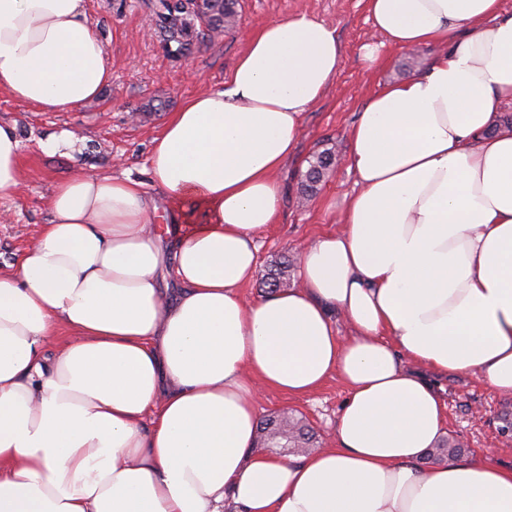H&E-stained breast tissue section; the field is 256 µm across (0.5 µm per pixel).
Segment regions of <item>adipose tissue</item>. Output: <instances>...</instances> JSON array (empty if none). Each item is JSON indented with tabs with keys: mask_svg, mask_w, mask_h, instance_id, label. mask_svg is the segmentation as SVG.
Wrapping results in <instances>:
<instances>
[{
	"mask_svg": "<svg viewBox=\"0 0 512 512\" xmlns=\"http://www.w3.org/2000/svg\"><path fill=\"white\" fill-rule=\"evenodd\" d=\"M367 6L383 43L437 53L351 128L345 228L304 248L298 287L241 293L343 62L310 16L258 26L229 83L166 118L149 182L56 183L49 223L0 269V512H512V468L421 467L443 404L415 371L512 394V133L490 131L512 17L500 0ZM111 79L83 0H0V91L52 112ZM22 150L0 123V197ZM333 374L334 447L254 452L263 390L300 398Z\"/></svg>",
	"mask_w": 512,
	"mask_h": 512,
	"instance_id": "adipose-tissue-1",
	"label": "adipose tissue"
}]
</instances>
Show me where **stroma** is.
Listing matches in <instances>:
<instances>
[{"label": "stroma", "instance_id": "stroma-1", "mask_svg": "<svg viewBox=\"0 0 512 512\" xmlns=\"http://www.w3.org/2000/svg\"><path fill=\"white\" fill-rule=\"evenodd\" d=\"M155 2L85 0L112 70V83L100 98L42 112L0 92V122L16 123L24 144L23 183L13 195L0 197V268L17 262L41 224L48 222L54 184L73 165L88 173L125 174L148 182L152 141L166 115L195 94L224 87L258 25L304 13L335 30L343 63L321 101L304 113L295 154L277 175L282 186L279 218L258 240L259 277L243 289L246 297L260 298L268 293L264 273L283 256L300 255L318 235L340 230L355 188L346 162L349 132L368 99L387 84L422 73L436 50L387 46L370 66L362 59V48L378 38L366 0H239L236 28L214 38L198 35L184 51L156 25ZM63 130L73 132L84 145L76 162L44 155L37 148L38 140ZM327 149L335 151L336 167L314 198L302 202L298 191L308 162ZM432 381L445 406L443 436L461 445L462 458L480 459L490 451L500 465L512 467V440L500 439L496 420L512 405V394L499 393L465 372L436 375ZM346 396L343 382L332 376L300 399L264 392L258 414L296 413L314 429L320 447L329 448Z\"/></svg>", "mask_w": 512, "mask_h": 512}]
</instances>
